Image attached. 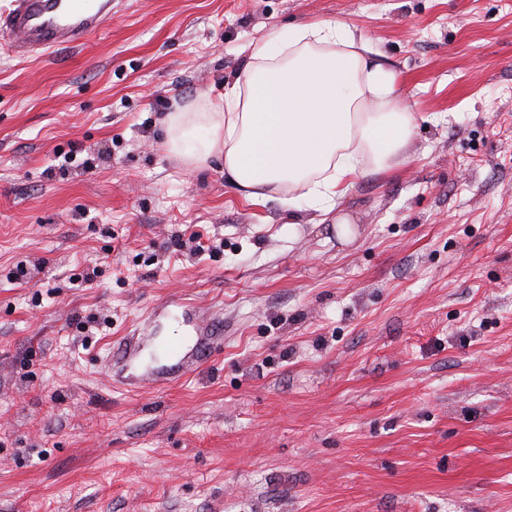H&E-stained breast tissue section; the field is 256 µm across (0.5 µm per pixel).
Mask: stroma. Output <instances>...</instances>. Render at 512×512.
Returning <instances> with one entry per match:
<instances>
[{"label":"stroma","mask_w":512,"mask_h":512,"mask_svg":"<svg viewBox=\"0 0 512 512\" xmlns=\"http://www.w3.org/2000/svg\"><path fill=\"white\" fill-rule=\"evenodd\" d=\"M327 20L416 117L346 223L165 150L244 47ZM9 44L0 512H512V0H112L81 46Z\"/></svg>","instance_id":"35a3bbf8"}]
</instances>
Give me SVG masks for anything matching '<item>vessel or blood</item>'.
I'll return each instance as SVG.
<instances>
[{"mask_svg":"<svg viewBox=\"0 0 512 512\" xmlns=\"http://www.w3.org/2000/svg\"><path fill=\"white\" fill-rule=\"evenodd\" d=\"M112 18V0H10L0 29L19 57L78 45Z\"/></svg>","mask_w":512,"mask_h":512,"instance_id":"obj_1","label":"vessel or blood"}]
</instances>
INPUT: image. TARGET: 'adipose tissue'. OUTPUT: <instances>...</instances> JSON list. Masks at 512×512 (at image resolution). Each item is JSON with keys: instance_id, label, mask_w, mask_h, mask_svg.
I'll return each mask as SVG.
<instances>
[{"instance_id": "1", "label": "adipose tissue", "mask_w": 512, "mask_h": 512, "mask_svg": "<svg viewBox=\"0 0 512 512\" xmlns=\"http://www.w3.org/2000/svg\"><path fill=\"white\" fill-rule=\"evenodd\" d=\"M224 102L176 107L167 150L200 167L224 161L251 203H314L333 212L360 173L405 165L414 116L398 74L369 38L340 21L273 32L251 43Z\"/></svg>"}]
</instances>
